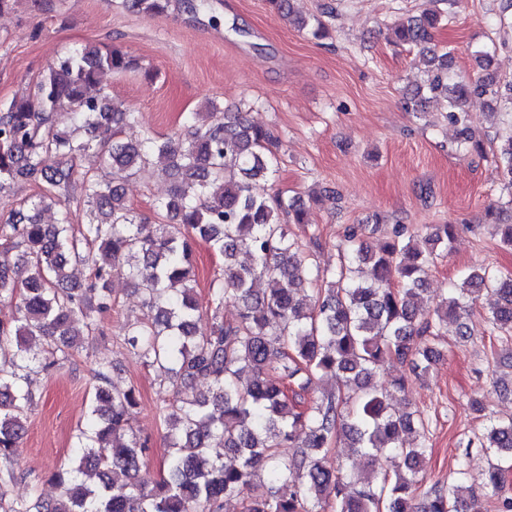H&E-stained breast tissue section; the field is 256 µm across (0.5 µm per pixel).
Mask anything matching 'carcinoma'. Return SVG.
<instances>
[{
    "instance_id": "cac0c4a2",
    "label": "carcinoma",
    "mask_w": 512,
    "mask_h": 512,
    "mask_svg": "<svg viewBox=\"0 0 512 512\" xmlns=\"http://www.w3.org/2000/svg\"><path fill=\"white\" fill-rule=\"evenodd\" d=\"M170 2L120 5L159 14ZM292 2L268 0L294 30L328 36L318 16L295 13ZM437 2L428 0L420 15L395 27L394 40L431 43L434 30L452 21ZM451 61L448 52L432 55L423 88L448 98L456 147L480 152L465 103L486 96L512 111V81L503 86L469 75L452 83ZM140 70L150 73L120 48L82 45L52 63L25 94L0 105V193L38 186L0 224V302L16 303L21 313L0 321V512H222L232 498L242 512H477L474 490L463 482L415 496L427 478L424 419L389 404L379 373L398 358L414 375L428 374L441 356V328L452 320L467 338L464 319L483 290L499 297L490 326L512 333V271H474L447 297L424 302L425 267L445 256L457 235L456 225L444 224L423 237L398 229L376 252L362 240V228L352 226L339 268L311 273L310 243L288 230L309 223L306 207L284 191H254L257 180L275 178L278 135L238 114L221 117L215 105L208 122L186 137L125 141L121 128L137 124L138 113L115 104L101 78ZM64 109L72 114L69 130L56 125ZM88 153L127 177L155 165L173 179L174 190L157 205L158 221L139 216L119 184L87 174L75 182L77 161ZM497 168L512 203V134L500 145ZM77 189L85 208L79 225L69 205ZM55 207L56 223H42L41 212ZM198 240L224 262L211 281L205 332L197 329ZM242 250L250 261L239 265ZM71 263L90 266L83 283H69ZM362 264L372 265L368 282L360 278ZM115 275L130 279L147 309L146 318L124 330L131 352L178 393L201 378L212 388L161 401L166 475L146 491L137 473L150 448L131 427L137 391L112 387L110 363L97 362L72 463L54 474L61 494L52 501L14 499L10 487L20 478L14 457L36 399L29 376L62 369L103 333ZM227 302L239 306L233 322L220 316ZM31 340L43 343L45 357L27 355ZM320 377L342 388L298 405L291 393ZM479 444L494 457L482 485L496 496L512 470V416L490 424ZM335 446L362 458L363 466L323 467L321 453ZM285 447L298 452L286 458ZM379 456L392 472L375 470ZM112 473L125 481L111 480Z\"/></svg>"
}]
</instances>
